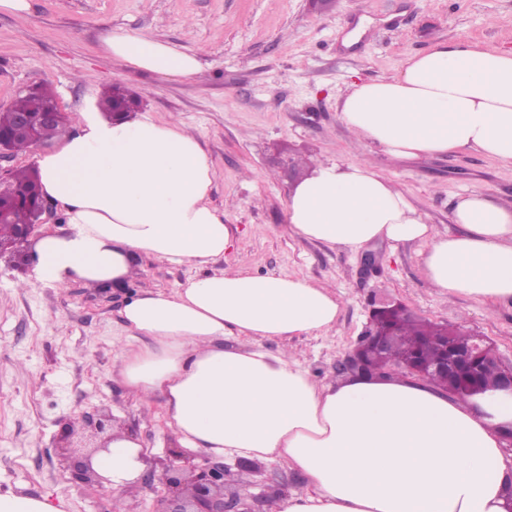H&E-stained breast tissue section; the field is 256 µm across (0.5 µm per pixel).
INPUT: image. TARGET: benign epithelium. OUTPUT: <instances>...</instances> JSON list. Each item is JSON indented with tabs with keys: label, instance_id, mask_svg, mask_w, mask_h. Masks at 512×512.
Masks as SVG:
<instances>
[{
	"label": "benign epithelium",
	"instance_id": "benign-epithelium-1",
	"mask_svg": "<svg viewBox=\"0 0 512 512\" xmlns=\"http://www.w3.org/2000/svg\"><path fill=\"white\" fill-rule=\"evenodd\" d=\"M66 117L61 108L56 106L41 112H19L15 115L11 127V137H31L41 126L65 125ZM48 203L41 198L34 207V219L31 224L17 225L14 235L9 240H0V256L15 254L28 242L34 227L41 223V217L47 212ZM400 318L411 315V311L401 301L394 298L372 297L369 300V327L359 339L357 345L337 364L341 372L357 373L364 371L377 376L385 372L399 370L406 376L433 382L440 377L445 383V390L453 393L456 385H462L470 395L483 397L487 390L482 387L481 374L490 362L498 366V379L494 389L512 395V366H505L499 360L495 346L485 336L460 330V335L468 337L459 342L451 336L433 340L441 355L427 362L413 360L397 367H376L366 361V357L383 353L396 336L395 324L387 322L389 315ZM81 430L89 436L105 435L112 428L111 417L87 415L81 418ZM75 434L72 424H67L58 439L61 448L60 461L84 476L87 481L99 484L106 482L93 468L91 458L76 460L69 456L66 448ZM229 470L224 463L210 458L197 460V456L182 449L171 451L165 460H149L142 479L158 482L162 486L154 512H264V503L282 493L280 488H268L258 494L227 490Z\"/></svg>",
	"mask_w": 512,
	"mask_h": 512
}]
</instances>
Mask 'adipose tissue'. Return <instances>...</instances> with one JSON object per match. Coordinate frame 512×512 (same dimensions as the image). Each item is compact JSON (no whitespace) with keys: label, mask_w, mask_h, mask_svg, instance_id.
<instances>
[{"label":"adipose tissue","mask_w":512,"mask_h":512,"mask_svg":"<svg viewBox=\"0 0 512 512\" xmlns=\"http://www.w3.org/2000/svg\"><path fill=\"white\" fill-rule=\"evenodd\" d=\"M103 50L164 78L202 70L194 54L149 35L112 34ZM338 111L358 141L397 160L469 150L512 166V50L465 38L436 44L392 78L352 83ZM33 161L70 230L36 241L32 283L119 284L145 258L197 268L183 287L127 299L122 320L134 341L117 375L140 402L163 396L165 423L184 448L277 459L301 474L304 488L270 512H507L512 471L496 427L512 420V397L493 394L482 416L398 375L319 383L292 354L262 347L332 329L340 299L303 276L208 271L231 249L233 230L209 202L213 164L196 134L169 119L114 121L94 108ZM286 217L291 235L352 251L419 241L431 287L491 310L512 304V205L481 188L454 204L459 232L441 235L368 163H327L295 184ZM230 337L247 348H225ZM142 451L116 426L93 467L128 490L146 469Z\"/></svg>","instance_id":"adipose-tissue-1"}]
</instances>
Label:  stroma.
I'll use <instances>...</instances> for the list:
<instances>
[{
  "instance_id": "stroma-1",
  "label": "stroma",
  "mask_w": 512,
  "mask_h": 512,
  "mask_svg": "<svg viewBox=\"0 0 512 512\" xmlns=\"http://www.w3.org/2000/svg\"><path fill=\"white\" fill-rule=\"evenodd\" d=\"M28 19L0 14V109L27 85L46 82L77 129L105 87L138 93L141 114L171 118L199 135L215 176L210 201L234 228L235 247L210 263L260 274H299L334 287L341 315L333 329L292 339L303 367L321 380L367 324L370 296L401 300L416 315L489 338L512 365V309L489 313L474 298L448 297L422 271L420 242L377 240L365 252L292 236L286 202L293 187L275 155L308 167L366 159L390 176L427 223L456 233L449 219L457 194L478 186L512 202V167L459 151L398 161L380 148L359 147L339 118L352 82L395 76L406 57L467 38L512 49V0H30ZM152 35L195 54L199 78H160L125 69L103 48L108 31ZM377 268L363 274L364 253ZM31 265L0 260V488L63 498L65 512H113L110 486L85 483L65 470L57 439L65 423L107 413L167 458L178 441L164 421L161 397L140 404L113 370L126 331L120 312L130 294L170 290L195 268L141 262L120 285L27 287ZM243 493L303 485L281 461L229 466Z\"/></svg>"
}]
</instances>
